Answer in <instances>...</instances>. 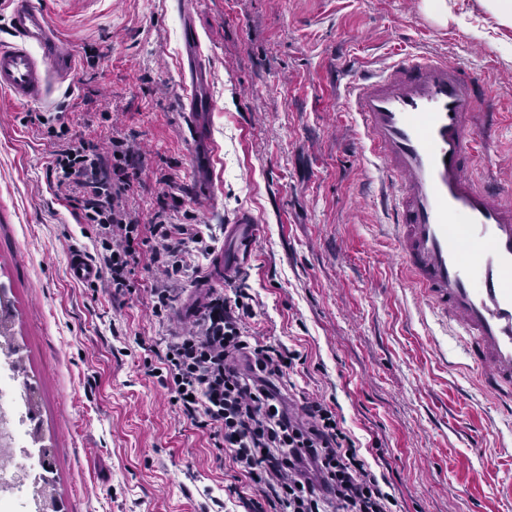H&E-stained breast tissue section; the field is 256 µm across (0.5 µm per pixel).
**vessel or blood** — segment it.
Returning <instances> with one entry per match:
<instances>
[{
    "label": "vessel or blood",
    "instance_id": "1",
    "mask_svg": "<svg viewBox=\"0 0 512 512\" xmlns=\"http://www.w3.org/2000/svg\"><path fill=\"white\" fill-rule=\"evenodd\" d=\"M13 43L0 46V93L17 106L48 102L74 69L50 15L16 0ZM191 78L205 63L198 35L186 23ZM186 87L190 108L196 91ZM482 82L445 57L409 54L380 72L364 70L349 82L351 107L392 180L396 250L410 284L426 304L458 328L480 388L512 410V190L476 182L471 169L492 124H477ZM194 165L207 180L210 141L197 134ZM255 217L241 213L224 228L218 269L231 270L257 240Z\"/></svg>",
    "mask_w": 512,
    "mask_h": 512
}]
</instances>
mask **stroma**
Masks as SVG:
<instances>
[{
	"label": "stroma",
	"mask_w": 512,
	"mask_h": 512,
	"mask_svg": "<svg viewBox=\"0 0 512 512\" xmlns=\"http://www.w3.org/2000/svg\"><path fill=\"white\" fill-rule=\"evenodd\" d=\"M76 62L61 104L18 107L0 94V286L28 354L22 383L53 448L66 512H244L258 491L209 431L178 417L148 373L152 346L204 291L224 227L255 215L259 236L240 270L253 335L300 351L299 396L334 401L401 512H512V413L475 386L462 343L405 279L387 213L384 173L369 154L347 92L349 71L380 70L400 53L445 55L480 72L479 121L498 113L475 179L512 187V28L481 0H195L207 61L201 119L215 156L209 195L191 165L182 104L189 74L178 0H34ZM100 61L86 64V51ZM45 125L30 124L27 114ZM90 144L118 133L139 149L134 217L161 208L158 170L181 188L210 251L181 285L170 319L151 312L154 266L141 255L132 293L70 279L94 232L60 206L49 181L46 124Z\"/></svg>",
	"instance_id": "stroma-1"
}]
</instances>
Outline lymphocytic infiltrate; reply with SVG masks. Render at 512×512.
<instances>
[{"label": "lymphocytic infiltrate", "mask_w": 512, "mask_h": 512, "mask_svg": "<svg viewBox=\"0 0 512 512\" xmlns=\"http://www.w3.org/2000/svg\"><path fill=\"white\" fill-rule=\"evenodd\" d=\"M67 125L48 127L54 150L52 185L74 214L95 228L96 266L108 273L113 301L131 292L129 276L148 251L162 277L151 290L155 316L175 299L170 283L187 272L184 253L199 244L196 224L151 225L141 236L127 209L128 172L115 158L133 160L120 141L110 148L73 141ZM244 288L211 295L195 307L188 328L173 331L156 356L159 383L195 427L227 448L242 475L260 492L247 512H394L397 501L361 455L334 406L322 399L286 398L283 388L303 355L248 335L254 315Z\"/></svg>", "instance_id": "f902f5d3"}]
</instances>
